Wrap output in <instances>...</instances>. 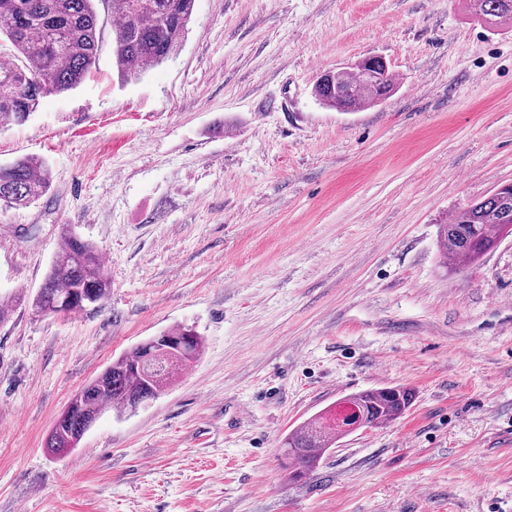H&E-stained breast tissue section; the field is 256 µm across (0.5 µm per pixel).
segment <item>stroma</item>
I'll return each instance as SVG.
<instances>
[{"label":"stroma","instance_id":"35a3bbf8","mask_svg":"<svg viewBox=\"0 0 512 512\" xmlns=\"http://www.w3.org/2000/svg\"><path fill=\"white\" fill-rule=\"evenodd\" d=\"M98 15L92 73L0 131V162L51 172L0 213V512H512V236L451 275L438 247L512 182V27L466 0H196L177 55L123 82ZM372 55L387 100H315ZM65 224L110 296L45 315ZM181 324L204 347L168 391L46 452L77 391ZM393 384L403 417L289 482L288 431Z\"/></svg>","mask_w":512,"mask_h":512}]
</instances>
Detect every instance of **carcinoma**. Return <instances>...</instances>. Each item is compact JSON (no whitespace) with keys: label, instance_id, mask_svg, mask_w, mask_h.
Listing matches in <instances>:
<instances>
[{"label":"carcinoma","instance_id":"carcinoma-1","mask_svg":"<svg viewBox=\"0 0 512 512\" xmlns=\"http://www.w3.org/2000/svg\"><path fill=\"white\" fill-rule=\"evenodd\" d=\"M112 6L119 20L112 58L122 80L138 77L161 64L180 47L191 22L195 0H0V127L22 124L42 97L63 94L81 85L96 66L102 43L97 4ZM473 15L494 26L512 23V0H469ZM381 70L378 81L364 79ZM392 71L379 59L322 73L313 85L315 98L342 112H355L387 99L395 90ZM51 186L44 161L23 157L0 164V202L26 207ZM512 235V193L490 194L468 204L440 226V262L448 274L480 260ZM110 283L100 252L70 225L33 299L45 314L72 313L104 302ZM71 297L72 306L56 309ZM203 351V340L189 326H176L112 361L72 398L57 417L44 447L60 454L80 443L85 432L108 409L121 416L138 403L153 400L174 383L180 371ZM414 394L403 385L351 394L336 408L306 419L280 441L289 476L303 478L342 437L365 423L387 425L412 406Z\"/></svg>","mask_w":512,"mask_h":512}]
</instances>
